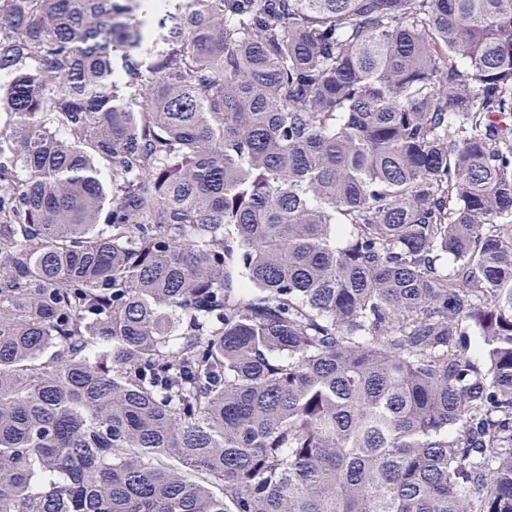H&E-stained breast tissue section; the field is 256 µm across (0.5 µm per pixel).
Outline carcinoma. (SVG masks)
<instances>
[{"label": "carcinoma", "instance_id": "1", "mask_svg": "<svg viewBox=\"0 0 512 512\" xmlns=\"http://www.w3.org/2000/svg\"><path fill=\"white\" fill-rule=\"evenodd\" d=\"M2 74L0 512H512V0H0Z\"/></svg>", "mask_w": 512, "mask_h": 512}]
</instances>
